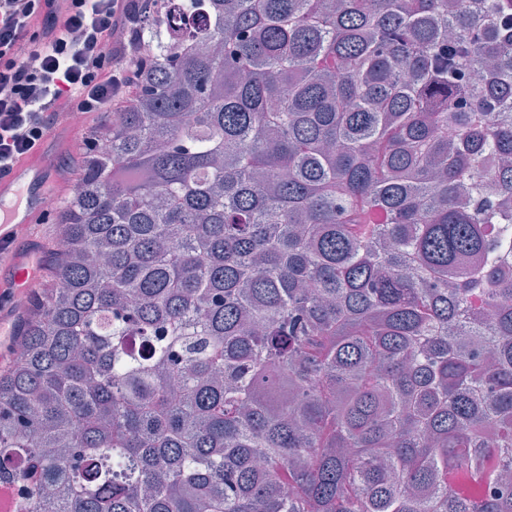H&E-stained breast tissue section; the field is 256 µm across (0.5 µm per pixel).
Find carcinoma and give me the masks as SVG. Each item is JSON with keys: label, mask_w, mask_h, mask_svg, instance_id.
<instances>
[{"label": "carcinoma", "mask_w": 512, "mask_h": 512, "mask_svg": "<svg viewBox=\"0 0 512 512\" xmlns=\"http://www.w3.org/2000/svg\"><path fill=\"white\" fill-rule=\"evenodd\" d=\"M168 2L57 206L0 484L512 512V0Z\"/></svg>", "instance_id": "1"}]
</instances>
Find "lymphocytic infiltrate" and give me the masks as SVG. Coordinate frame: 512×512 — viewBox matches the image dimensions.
Masks as SVG:
<instances>
[{
  "label": "lymphocytic infiltrate",
  "mask_w": 512,
  "mask_h": 512,
  "mask_svg": "<svg viewBox=\"0 0 512 512\" xmlns=\"http://www.w3.org/2000/svg\"><path fill=\"white\" fill-rule=\"evenodd\" d=\"M152 0H0V177L73 113L102 121L138 88Z\"/></svg>",
  "instance_id": "obj_1"
}]
</instances>
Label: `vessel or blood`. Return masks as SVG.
Returning <instances> with one entry per match:
<instances>
[{
	"label": "vessel or blood",
	"instance_id": "vessel-or-blood-1",
	"mask_svg": "<svg viewBox=\"0 0 512 512\" xmlns=\"http://www.w3.org/2000/svg\"><path fill=\"white\" fill-rule=\"evenodd\" d=\"M55 190L49 151L20 161L10 175L0 178V238L46 214L44 202Z\"/></svg>",
	"mask_w": 512,
	"mask_h": 512
}]
</instances>
